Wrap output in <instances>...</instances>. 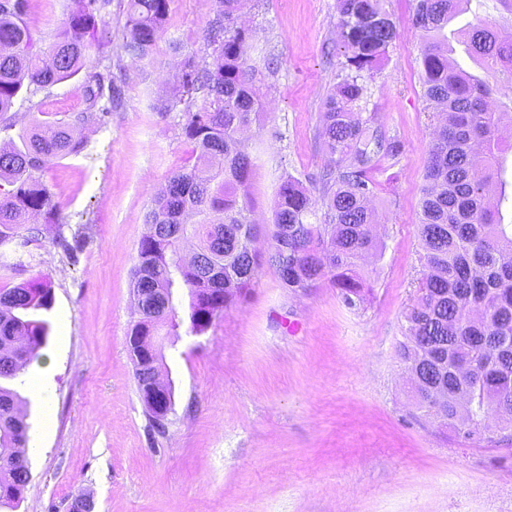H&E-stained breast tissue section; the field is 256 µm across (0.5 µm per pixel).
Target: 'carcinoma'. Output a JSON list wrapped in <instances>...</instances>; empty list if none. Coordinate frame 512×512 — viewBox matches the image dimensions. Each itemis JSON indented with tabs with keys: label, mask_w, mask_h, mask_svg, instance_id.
<instances>
[{
	"label": "carcinoma",
	"mask_w": 512,
	"mask_h": 512,
	"mask_svg": "<svg viewBox=\"0 0 512 512\" xmlns=\"http://www.w3.org/2000/svg\"><path fill=\"white\" fill-rule=\"evenodd\" d=\"M75 2L47 51L37 46L24 10L0 8V114L11 111L22 91L80 73L99 8L98 0ZM170 2L128 0L122 44L128 57H149ZM469 3L417 0L414 9L423 96L445 119L434 128L423 176L418 232L425 272L404 314L407 334L397 356L415 370L417 408L432 413L424 393L435 386L446 390L438 426L479 443L485 432H512V222H504L501 211L507 187L501 172L512 144L504 146L498 136L501 127L512 125V96L506 102L493 97L512 91V25L476 17L448 29ZM219 4L209 24V60L186 55L180 63L177 95L204 97L183 128L194 144V162L169 178L146 213L149 231L132 269L131 336H177L182 328L188 335L204 334L224 309L245 297L262 266L247 191L253 160L241 135L265 101L248 65V30L231 26L241 0ZM338 37L349 73L327 96L320 121V137L336 160L322 171L316 196L291 176L282 181L268 262L294 292L330 277L353 307L364 293L357 269L379 250L371 232V174L381 159L400 152V144L383 139L356 107L365 90L361 79L380 69L396 27L381 0H339ZM458 46L485 76L461 66L454 58ZM84 84L91 109L104 97L121 96L120 86L99 72L85 75ZM83 148L64 122L38 126L19 144L0 145V242L19 234L33 215L53 220L41 172ZM321 208L324 223L316 224L312 219ZM183 289L189 303L181 312ZM52 307L53 293L43 282L0 292V509L9 512L21 506L30 478L23 398L12 382L45 345ZM162 362L160 353L135 362L152 423L173 403L171 385L160 388L155 380Z\"/></svg>",
	"instance_id": "1"
}]
</instances>
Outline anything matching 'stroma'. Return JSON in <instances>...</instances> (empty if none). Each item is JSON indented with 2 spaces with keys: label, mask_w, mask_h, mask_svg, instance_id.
<instances>
[{
  "label": "stroma",
  "mask_w": 512,
  "mask_h": 512,
  "mask_svg": "<svg viewBox=\"0 0 512 512\" xmlns=\"http://www.w3.org/2000/svg\"><path fill=\"white\" fill-rule=\"evenodd\" d=\"M72 0H28L24 20L48 47ZM415 0H385L398 35L365 78L358 110L398 156L375 172L374 235L381 256L360 267L367 297L344 304L329 281L292 292L263 265L247 297L206 334L161 336L172 385L165 433L140 399L127 336L131 269L152 197L190 162L189 107L155 105L188 54L211 52L215 0H171L150 58L121 48L127 0H110L91 36L88 72H112L122 98L78 125L81 153L41 175L54 223L37 219L27 246L0 243V291L30 280L53 289L51 329L19 387L27 398L31 480L18 512H68L91 495L94 512H512V438L468 444L415 406L396 355L423 273L418 235L434 110L423 96ZM236 26L266 106L245 135L257 242H270L281 182L313 187L332 164L319 137L326 96L346 61L338 0H249ZM88 107L81 77L25 93L1 116L0 139L37 122L73 121ZM47 382L51 406L36 394Z\"/></svg>",
  "instance_id": "35a3bbf8"
}]
</instances>
